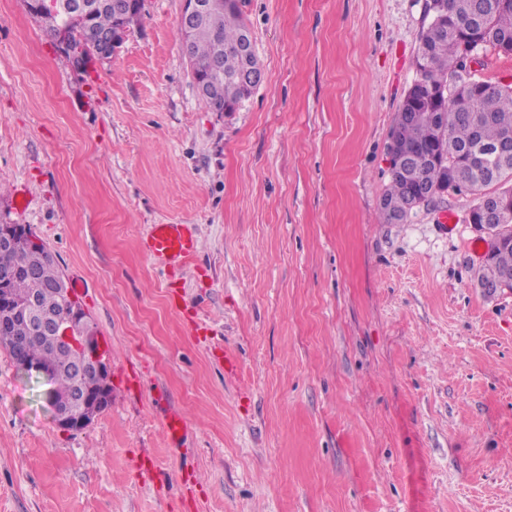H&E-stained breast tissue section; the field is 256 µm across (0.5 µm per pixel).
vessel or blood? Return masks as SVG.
<instances>
[{
    "mask_svg": "<svg viewBox=\"0 0 512 512\" xmlns=\"http://www.w3.org/2000/svg\"><path fill=\"white\" fill-rule=\"evenodd\" d=\"M142 250L154 263L185 267L198 252V240L187 224H154L144 237Z\"/></svg>",
    "mask_w": 512,
    "mask_h": 512,
    "instance_id": "b4317fda",
    "label": "vessel or blood"
}]
</instances>
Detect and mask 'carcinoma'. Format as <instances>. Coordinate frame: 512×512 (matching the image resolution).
<instances>
[{
  "label": "carcinoma",
  "mask_w": 512,
  "mask_h": 512,
  "mask_svg": "<svg viewBox=\"0 0 512 512\" xmlns=\"http://www.w3.org/2000/svg\"><path fill=\"white\" fill-rule=\"evenodd\" d=\"M89 7L85 24L98 30L112 27V0L104 6L85 0ZM431 21L422 35L417 62L418 76L409 87L402 112H435L446 122L410 121L400 125L399 137L415 155L423 158L420 170L405 166L390 168V183L382 200L404 209L424 190L438 196L455 192L502 195L512 198V82L485 81L476 91L463 77L462 60L469 53L491 50L512 55V0H430ZM247 25L235 5L211 14L197 30L193 41L196 67H217L222 96L200 99L209 112L234 111L253 89L239 79L242 58L236 51ZM17 238L0 248V297L18 306L31 297L56 316L83 310L75 297L61 292L57 261L46 244L20 224ZM497 244L479 269L477 283L494 286L512 275V213L492 226ZM0 347L16 366L37 358L50 374L49 405L66 409L91 376H78L79 356L32 334L26 319L16 315L0 323Z\"/></svg>",
  "instance_id": "carcinoma-1"
}]
</instances>
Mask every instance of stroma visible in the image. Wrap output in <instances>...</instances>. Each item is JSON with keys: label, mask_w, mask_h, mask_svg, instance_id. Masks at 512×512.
Instances as JSON below:
<instances>
[{"label": "stroma", "mask_w": 512, "mask_h": 512, "mask_svg": "<svg viewBox=\"0 0 512 512\" xmlns=\"http://www.w3.org/2000/svg\"><path fill=\"white\" fill-rule=\"evenodd\" d=\"M181 9L144 0L82 71L0 0V224L56 255L112 384L68 431L0 349V512H512V290L477 286L475 198L380 219L426 0H244L263 80L232 112ZM152 224L192 225L195 267L150 261Z\"/></svg>", "instance_id": "stroma-1"}]
</instances>
